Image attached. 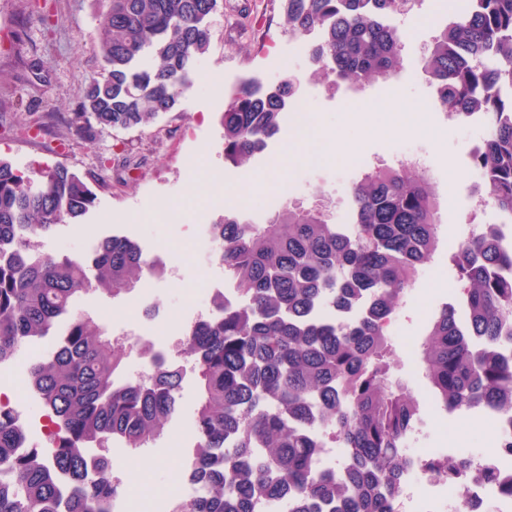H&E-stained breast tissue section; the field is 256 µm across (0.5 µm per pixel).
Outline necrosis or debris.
<instances>
[{
	"label": "necrosis or debris",
	"mask_w": 512,
	"mask_h": 512,
	"mask_svg": "<svg viewBox=\"0 0 512 512\" xmlns=\"http://www.w3.org/2000/svg\"><path fill=\"white\" fill-rule=\"evenodd\" d=\"M130 348L138 354L137 364L118 376L121 384L147 379L154 369V356H171L174 344L151 326L132 336ZM485 415L491 419L503 446L493 456L464 453L467 474L456 485L440 480L430 471L432 453L426 448V433L417 427L408 434L406 442L413 448L411 466L395 512H459L458 504L463 498L469 503V512H486L490 506L495 512H512V493L505 487L507 481H512V415L490 408ZM487 471L493 472V479H484Z\"/></svg>",
	"instance_id": "necrosis-or-debris-1"
}]
</instances>
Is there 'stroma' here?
I'll return each mask as SVG.
<instances>
[{
    "mask_svg": "<svg viewBox=\"0 0 512 512\" xmlns=\"http://www.w3.org/2000/svg\"><path fill=\"white\" fill-rule=\"evenodd\" d=\"M41 5L53 15L51 27L38 19ZM109 5L110 0H0V156L21 169L36 162L64 163L85 177L97 195L81 223L60 225L40 239V252L77 256L90 242L117 234L137 241L147 254L169 261L163 280H145L115 302L99 292L84 294L75 305L76 313L102 316L107 329L113 330L189 312L188 289L228 277L216 252L200 243L202 226L219 223L228 215L263 224L286 202L308 205L321 195L330 203L334 222L345 227L352 222L347 204L352 181L378 161L422 154L439 195L445 231L391 328L396 345L393 374L410 382L421 404L430 447L452 455L466 447L491 453L496 433L481 413L456 418L435 410L428 403L427 389L414 381L416 365L408 356L409 345L424 336L439 306L458 292L449 258L466 238V218L459 193L448 192V177L457 175L460 189L478 180L471 153L480 133L468 125L449 126L448 114L438 107L435 89L420 68L423 50L449 21L441 0H420V22L406 26L397 77L361 91L345 83L332 85L315 73L308 46L318 40V33L298 42L288 33L276 0H222L210 20L208 50L175 110L160 114L147 127L105 129L85 141L71 135L68 122L76 108V92L93 66L96 17ZM17 33L22 36L18 42L13 39ZM287 69L298 92L290 111L282 115L279 134L244 164L231 165L224 158L221 126L225 90L247 78L277 83ZM210 74L217 76V84L207 82ZM395 92L429 108L441 133L439 142L406 130L374 133L347 124L345 116L358 102H383ZM305 107L313 110L319 141L331 146L355 144L348 160L289 161L290 151L301 143L294 133L292 113ZM32 109L54 114V135L20 133ZM215 183L234 191L236 200L213 193ZM161 199L182 209V224L162 221L155 207ZM52 345L48 336L23 346L9 366L10 381L0 382V393L24 400L27 367ZM175 430V421H168L162 436L148 448L132 450L108 443L105 452L126 474L130 491L147 484L165 489L180 482L183 461L174 451Z\"/></svg>",
    "mask_w": 512,
    "mask_h": 512,
    "instance_id": "obj_1",
    "label": "stroma"
}]
</instances>
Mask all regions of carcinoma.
<instances>
[{
  "label": "carcinoma",
  "instance_id": "carcinoma-1",
  "mask_svg": "<svg viewBox=\"0 0 512 512\" xmlns=\"http://www.w3.org/2000/svg\"><path fill=\"white\" fill-rule=\"evenodd\" d=\"M290 34L320 30L309 49L316 71L363 89L397 76L405 48L387 19L400 0H281ZM220 0H110L98 16L97 66L76 97L69 122L77 138L99 130L150 125L192 85L209 45ZM445 111L480 112L486 136L472 153L488 203L512 214V0H458L457 19L420 58ZM297 88L244 81L225 94L224 156L242 164L280 130ZM411 164L379 163L353 181V224L331 223L323 202L290 205L267 225L236 215L210 225L217 256L245 298L213 300L216 315L186 332L176 359L158 358L151 377L125 387L124 341L76 298L112 299L144 277L161 275L124 236L97 242L84 257L48 255L40 238L79 223L96 200L83 176L64 164L37 176L0 158V363L67 321L55 348L26 370L51 424L54 450L27 447L26 428L0 407V512H108L112 458L86 449L112 439L147 448L174 414L184 376L193 372L194 477L203 491L173 512H255L268 499L284 512H394L407 461L403 440L420 419L419 402L393 378L389 328L436 249L443 223L433 184L408 175ZM460 284L458 312L443 306L417 346L419 374L449 413L493 408L512 413V365L495 346L512 344V251L493 232L464 241L450 257ZM368 309L350 327L317 314L355 297ZM315 427L345 450L336 471L320 470ZM459 457H443L437 477L450 483Z\"/></svg>",
  "mask_w": 512,
  "mask_h": 512
}]
</instances>
